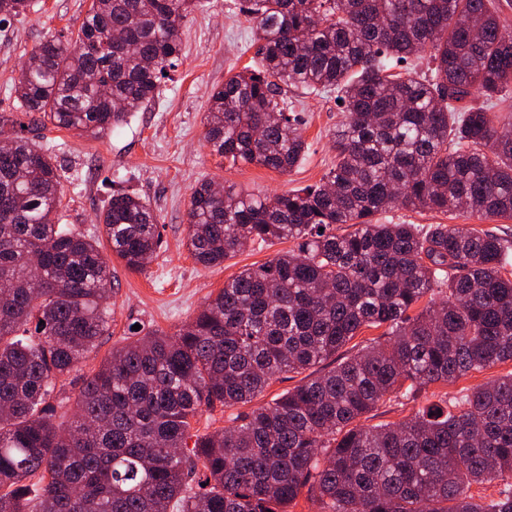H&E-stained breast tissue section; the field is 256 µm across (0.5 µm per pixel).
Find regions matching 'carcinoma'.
I'll return each instance as SVG.
<instances>
[{
	"label": "carcinoma",
	"instance_id": "cac0c4a2",
	"mask_svg": "<svg viewBox=\"0 0 512 512\" xmlns=\"http://www.w3.org/2000/svg\"><path fill=\"white\" fill-rule=\"evenodd\" d=\"M29 0H0V21ZM202 0H92L74 42L53 37L14 81L36 129L101 137L149 104ZM259 62L215 89L213 154L286 173L306 155L284 88L334 91L336 165L319 183L256 197L196 186L187 247L204 267L248 245L296 248L246 268L176 332L131 331L57 385L109 330L112 267L100 239L61 224L53 145H0V512H512V374L365 426L391 401L512 361V240L450 224H378L392 204L512 218V40L494 0H241ZM422 79L391 73L426 48ZM156 60L150 68L146 61ZM107 86L111 96L101 94ZM479 105L458 106L474 94ZM112 252L146 271L157 220L133 192L99 214ZM350 231L341 233L342 225ZM427 304L410 315L423 298ZM367 346L232 424L191 434L204 408L244 407L277 375ZM495 495L475 498L472 485ZM383 331L384 328L362 327L357 332L356 336H354L353 339H351L349 343L339 351L338 355L347 356L355 354L362 348L379 340Z\"/></svg>",
	"mask_w": 512,
	"mask_h": 512
}]
</instances>
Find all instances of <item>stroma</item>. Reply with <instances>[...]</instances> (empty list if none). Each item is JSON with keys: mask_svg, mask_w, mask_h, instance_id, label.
Masks as SVG:
<instances>
[{"mask_svg": "<svg viewBox=\"0 0 512 512\" xmlns=\"http://www.w3.org/2000/svg\"><path fill=\"white\" fill-rule=\"evenodd\" d=\"M236 2L206 0L204 9L184 20L182 55L161 81L158 96L112 133L101 139L81 138L65 129L49 133L69 174L62 182V202L70 228L99 234L98 213L119 186L150 205L162 239L145 273L129 271L110 257L115 288L111 333L88 354L82 373H90L122 345L130 326L173 332L240 271L293 249L292 241L275 240L253 245L216 267L196 263L186 236L190 195L197 185L207 180L255 194H281L318 183L336 163L334 134L343 105L335 94L295 88L287 89L286 99L302 118L307 154L291 172L233 166L212 155L205 140L210 95L231 75L253 65L260 45L254 22L239 12ZM89 6L90 0H32L23 16L0 24V116L13 114L12 84L39 45L53 36H76ZM376 219L381 224H453L512 236V219H481L463 211L395 206Z\"/></svg>", "mask_w": 512, "mask_h": 512, "instance_id": "1", "label": "stroma"}]
</instances>
